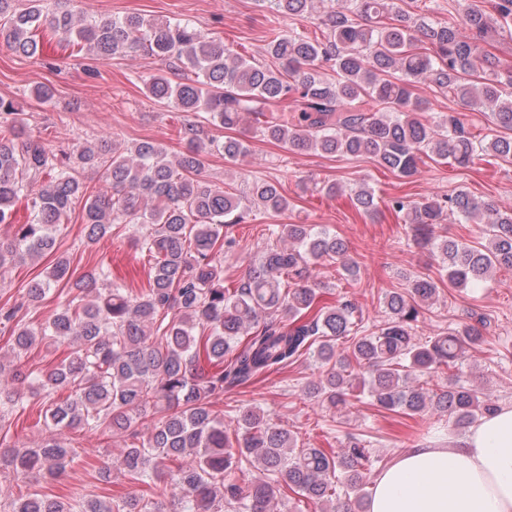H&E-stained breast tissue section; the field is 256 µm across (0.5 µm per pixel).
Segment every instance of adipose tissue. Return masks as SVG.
<instances>
[{
    "mask_svg": "<svg viewBox=\"0 0 512 512\" xmlns=\"http://www.w3.org/2000/svg\"><path fill=\"white\" fill-rule=\"evenodd\" d=\"M368 512H512V406L377 474Z\"/></svg>",
    "mask_w": 512,
    "mask_h": 512,
    "instance_id": "ef3b65f1",
    "label": "adipose tissue"
}]
</instances>
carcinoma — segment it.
<instances>
[{
  "mask_svg": "<svg viewBox=\"0 0 512 512\" xmlns=\"http://www.w3.org/2000/svg\"><path fill=\"white\" fill-rule=\"evenodd\" d=\"M315 0H259L274 27L266 52L273 64L257 66L224 47L200 26L175 18L101 16L89 22L71 10L48 14L44 0H0V45L25 57L43 53L37 32L47 27L58 42L86 48L97 59L148 55L165 69L143 80L147 98L184 113L178 137L184 150L170 157L156 140L123 150L105 141L83 142L56 152L27 131L25 113L0 97V270L51 258L27 284L28 305L50 289L70 287V298L40 327L17 318L19 308H0V324L15 323L11 376L0 379V472L21 478L61 477L78 456L77 440L98 433L124 440L116 465L102 481H175L184 512H280L286 491L319 512H356L374 463L369 442L350 436L339 450L304 448L288 429L258 408H245L224 424L212 399L224 385H241L308 356L318 375L306 396L332 407L367 396L383 410L406 415L446 413L465 429L497 411L491 394L448 381L438 393L419 383L462 364L479 344L483 319L421 342L414 323L438 286L429 276L409 278L384 296L387 319L367 336L352 335L357 307L349 299L319 304L313 268L337 264L353 275L358 265L343 240L315 224H284L248 268L245 279L224 287V227L245 224L256 212L283 213L288 199L268 181L237 194L207 179L205 156L235 163L250 153L246 141L226 135L204 139L200 126L232 130L249 120L267 141L290 154L370 155L377 164L409 178L428 158L467 168L480 154L512 160V70L466 81L480 59L478 40L494 19L483 10L465 15L473 37L427 16L399 14L391 0H342L321 18L322 37L288 33L276 24L303 17ZM419 84L451 91L466 112H487L491 138L477 139L461 114L424 122ZM103 169L106 191H90L78 165ZM26 200L31 220L14 223V205ZM354 205L372 215L379 201L371 189ZM83 204L85 241L97 244L119 224H138L137 251L153 260L150 288L139 297L112 283L100 266L72 279L70 260L57 254L64 220ZM386 207L404 213L414 241L431 255L457 288L483 283L497 269L512 271V210L460 190L411 202L393 197ZM485 225L475 245L435 236L448 213ZM294 285L285 289V285ZM351 338L349 353L336 342ZM69 343V355L37 371L22 370L38 346ZM44 393L49 438L35 448L8 443L4 422L24 410L18 382ZM266 472L240 494L227 482L239 462ZM3 512H161L150 494L80 501L34 493L12 500Z\"/></svg>",
  "mask_w": 512,
  "mask_h": 512,
  "instance_id": "obj_1",
  "label": "carcinoma"
}]
</instances>
